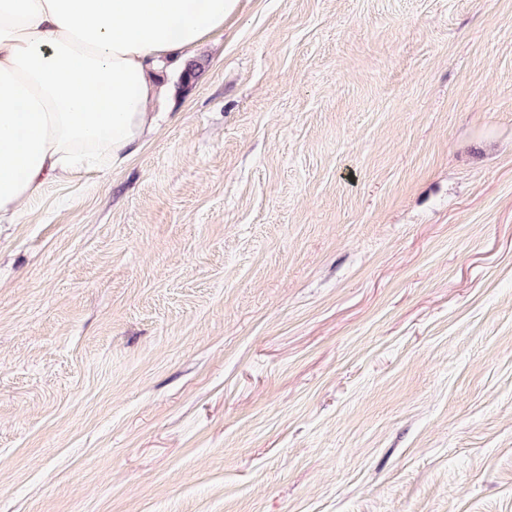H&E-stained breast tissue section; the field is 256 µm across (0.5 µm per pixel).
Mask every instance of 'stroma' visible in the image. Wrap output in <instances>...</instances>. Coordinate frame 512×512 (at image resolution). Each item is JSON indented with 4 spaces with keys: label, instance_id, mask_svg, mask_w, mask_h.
I'll return each instance as SVG.
<instances>
[{
    "label": "stroma",
    "instance_id": "1",
    "mask_svg": "<svg viewBox=\"0 0 512 512\" xmlns=\"http://www.w3.org/2000/svg\"><path fill=\"white\" fill-rule=\"evenodd\" d=\"M195 62L0 224V512H512V0H240Z\"/></svg>",
    "mask_w": 512,
    "mask_h": 512
}]
</instances>
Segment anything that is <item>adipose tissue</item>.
<instances>
[{
	"label": "adipose tissue",
	"mask_w": 512,
	"mask_h": 512,
	"mask_svg": "<svg viewBox=\"0 0 512 512\" xmlns=\"http://www.w3.org/2000/svg\"><path fill=\"white\" fill-rule=\"evenodd\" d=\"M239 0H0V223L50 179L132 161L164 71L224 33Z\"/></svg>",
	"instance_id": "adipose-tissue-1"
}]
</instances>
